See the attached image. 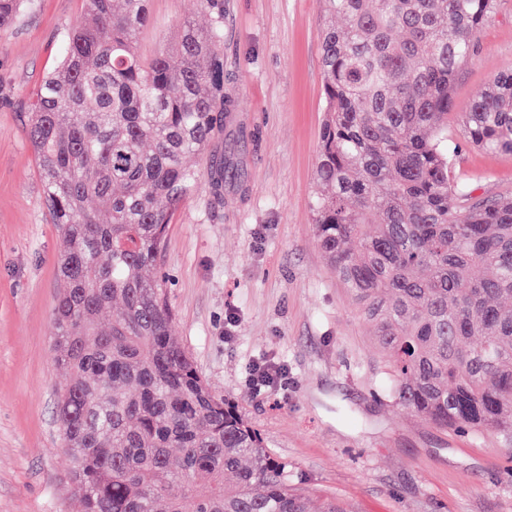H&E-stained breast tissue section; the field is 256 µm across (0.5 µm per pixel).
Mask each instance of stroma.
I'll use <instances>...</instances> for the list:
<instances>
[{
    "instance_id": "obj_1",
    "label": "stroma",
    "mask_w": 512,
    "mask_h": 512,
    "mask_svg": "<svg viewBox=\"0 0 512 512\" xmlns=\"http://www.w3.org/2000/svg\"><path fill=\"white\" fill-rule=\"evenodd\" d=\"M145 58L168 50L200 0H150ZM85 0H25L0 31V512H79L56 421L53 360L59 234L26 134L28 102L57 68ZM324 0H224V75L236 92L241 189L201 180L166 233L159 273L172 333L212 390L234 402L313 507L348 512H512V446L493 431H443L395 403L371 326L320 251L314 172L324 118ZM512 70V0H495L456 74L448 130L493 74ZM473 200L512 195V153L460 141ZM288 381L254 393L253 364Z\"/></svg>"
}]
</instances>
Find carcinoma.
I'll use <instances>...</instances> for the list:
<instances>
[{
	"instance_id": "cac0c4a2",
	"label": "carcinoma",
	"mask_w": 512,
	"mask_h": 512,
	"mask_svg": "<svg viewBox=\"0 0 512 512\" xmlns=\"http://www.w3.org/2000/svg\"><path fill=\"white\" fill-rule=\"evenodd\" d=\"M24 0H0V30ZM174 46L137 50L148 0H86L58 69L29 101L28 137L60 238L53 317L67 373L57 420L82 512H311L241 412L171 334L152 274L201 182L186 159L232 129L224 0H200ZM318 245L361 307L396 403L442 429L512 444V197L474 203L452 172L448 107L493 0H326ZM467 142L512 153V71L462 114ZM214 195L241 185L212 160Z\"/></svg>"
}]
</instances>
